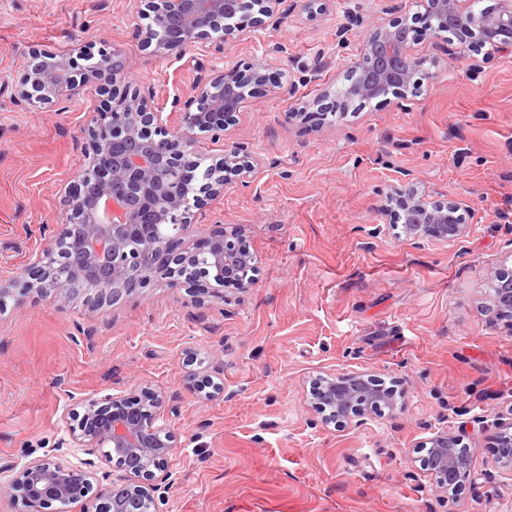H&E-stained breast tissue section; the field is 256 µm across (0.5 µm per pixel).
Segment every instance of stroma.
<instances>
[{
  "instance_id": "35a3bbf8",
  "label": "stroma",
  "mask_w": 512,
  "mask_h": 512,
  "mask_svg": "<svg viewBox=\"0 0 512 512\" xmlns=\"http://www.w3.org/2000/svg\"><path fill=\"white\" fill-rule=\"evenodd\" d=\"M419 2L298 7L276 29L213 36L199 69L145 42L140 0H0V85L21 81L32 50L103 46L159 109L231 67L260 69L268 89L221 138L199 134L206 154L233 144L254 168L191 207L182 234L189 249L237 231L252 285L217 295L156 279L100 307L25 286L88 164L98 97L0 93V512H24L13 477L30 461L85 460L66 428L80 402L146 388L164 396L175 443L160 512H512V472L495 466L497 423L512 415V327L492 295L512 274V54L452 58L420 36L412 53L428 78L403 107L301 116L336 101L372 27ZM396 187L438 206L465 198V235L408 237L381 209ZM351 372L395 387V410L324 422L315 387ZM442 431L461 432L471 457L453 495L422 460Z\"/></svg>"
}]
</instances>
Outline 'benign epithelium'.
I'll use <instances>...</instances> for the list:
<instances>
[{
    "label": "benign epithelium",
    "instance_id": "1",
    "mask_svg": "<svg viewBox=\"0 0 512 512\" xmlns=\"http://www.w3.org/2000/svg\"><path fill=\"white\" fill-rule=\"evenodd\" d=\"M464 0H424L422 34L445 54L491 44L498 51L512 46V0H500L492 13L476 14L462 6ZM160 15L175 17L179 25L166 31L156 42L163 50L181 52L209 40L215 27H224V40L235 36L237 28L224 26V20L238 13L242 0H144ZM284 0H251V27L265 29L279 15ZM406 19L396 16L372 28L350 67L354 79L344 91V102L369 100L378 106L400 104L425 74L411 53ZM467 37L455 48L448 47V31ZM47 60L34 64L23 76L14 97L29 100L39 90L40 100L70 99L86 89L101 96L88 129L87 144L92 156L89 175L65 199L66 215L83 213V223L64 224L53 244L40 256L38 269L28 288L50 285L61 301L87 295L94 306L120 300L151 279H165L172 287H198L211 278L246 288L250 282L235 278L247 264L246 247L235 237L222 233L206 239L196 250L176 251L175 244L184 230L180 214L207 199L224 194L229 176L251 172L250 161L236 146L212 158L209 177L194 179V169L202 150L196 137L197 120L218 113L213 132H224L225 118L238 111L242 99L237 86L246 84L258 95L266 92L264 76L258 70L248 73L229 69L224 86L199 84L191 101L175 97L167 115L155 108L151 99L131 94L124 83L126 62L112 51L92 70L79 74L71 69L72 56L43 52ZM209 103L210 112L200 114L193 106ZM166 165L180 177L154 191L157 169ZM404 198L400 219L405 233L413 238L455 241L467 228L463 216L470 205L450 200L442 208L429 207L413 190H394L381 209L389 210L393 196ZM72 240L73 258L81 269L77 279L60 283L53 278L49 255L62 238ZM209 258V267L200 276L187 273L199 256ZM510 288L498 289L494 297L497 314L512 325V277ZM382 407L394 408L393 393L369 375L359 372L331 375L314 398V408L325 421L360 416ZM162 395L144 389L139 404L112 394L80 403V410L68 414L67 432L77 447L103 449L105 460H122L126 465L119 484L92 493L95 473L45 456L25 465L14 480L23 493L27 512H56L59 500L81 507L80 512H107L103 498L123 494L120 510L135 507L141 500L157 503L159 491L170 477L169 459L174 451L173 437L167 430ZM498 446L500 466L512 467V416L501 420ZM437 486L445 491L460 486L471 475L469 452L460 436L441 432L430 439Z\"/></svg>",
    "mask_w": 512,
    "mask_h": 512
}]
</instances>
